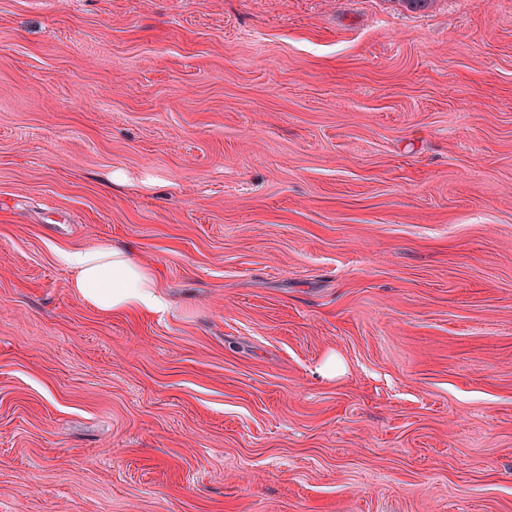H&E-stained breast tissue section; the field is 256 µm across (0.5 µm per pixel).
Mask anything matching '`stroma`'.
Listing matches in <instances>:
<instances>
[{
	"instance_id": "stroma-1",
	"label": "stroma",
	"mask_w": 512,
	"mask_h": 512,
	"mask_svg": "<svg viewBox=\"0 0 512 512\" xmlns=\"http://www.w3.org/2000/svg\"><path fill=\"white\" fill-rule=\"evenodd\" d=\"M0 512H512V0H0ZM62 258L75 271L71 288L100 309L148 313L166 305L155 273L127 250L99 245L63 252Z\"/></svg>"
}]
</instances>
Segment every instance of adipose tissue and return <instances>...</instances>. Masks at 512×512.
<instances>
[{
  "instance_id": "1",
  "label": "adipose tissue",
  "mask_w": 512,
  "mask_h": 512,
  "mask_svg": "<svg viewBox=\"0 0 512 512\" xmlns=\"http://www.w3.org/2000/svg\"><path fill=\"white\" fill-rule=\"evenodd\" d=\"M62 258L75 271V293L100 309L148 313L166 304L155 273L127 250L99 245L63 252Z\"/></svg>"
}]
</instances>
